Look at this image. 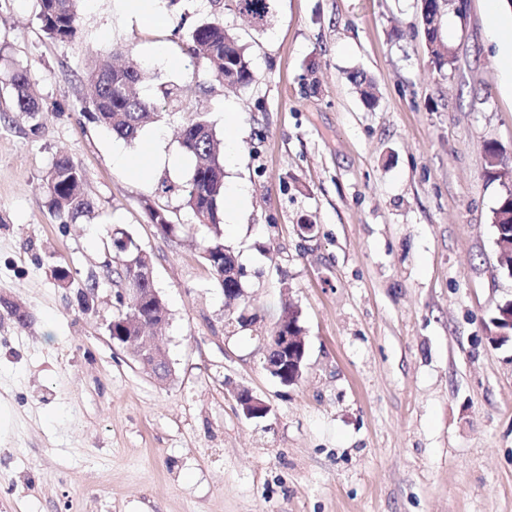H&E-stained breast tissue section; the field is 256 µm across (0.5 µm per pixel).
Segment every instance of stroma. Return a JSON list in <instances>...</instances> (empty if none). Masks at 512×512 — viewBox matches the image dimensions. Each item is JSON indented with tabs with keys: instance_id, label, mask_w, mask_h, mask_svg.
I'll return each mask as SVG.
<instances>
[{
	"instance_id": "obj_1",
	"label": "stroma",
	"mask_w": 512,
	"mask_h": 512,
	"mask_svg": "<svg viewBox=\"0 0 512 512\" xmlns=\"http://www.w3.org/2000/svg\"><path fill=\"white\" fill-rule=\"evenodd\" d=\"M158 9L154 26L84 0L61 42L37 0H0V67L30 69L40 109L20 112L0 79V512H512V339L490 337L512 278L483 153L493 141L512 158V87L487 0L445 10L457 62L443 76L417 0H274L261 28L237 0ZM207 21L246 47L249 87L226 89L191 54ZM113 55L151 73L140 95L156 114L133 142L89 102L88 72ZM356 69L376 107L348 80ZM168 84L180 101L163 98ZM199 114L232 134L225 179L248 191L224 243L258 320L233 332L185 205L194 160L179 133ZM146 141L165 157L147 177L113 162ZM62 154L84 172L91 218L48 205ZM120 232L150 256L168 310L165 381L109 336ZM291 305L307 354L288 386L263 361ZM242 388L265 418L243 415ZM243 414L249 418L265 417L269 412V406L260 398L253 395L249 389H240L236 396Z\"/></svg>"
}]
</instances>
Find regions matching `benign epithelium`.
<instances>
[{
    "label": "benign epithelium",
    "instance_id": "obj_1",
    "mask_svg": "<svg viewBox=\"0 0 512 512\" xmlns=\"http://www.w3.org/2000/svg\"><path fill=\"white\" fill-rule=\"evenodd\" d=\"M119 243V252L114 257L115 262L125 268L129 276L139 281L153 282L152 266H143L139 262L143 251L136 246H131L125 239L119 240ZM499 311L502 319L493 322L496 331L491 333V338L494 340L508 338L506 329H512V302L500 307ZM298 314H300L298 309L288 308L273 328L271 340L266 342L264 366L270 374L286 385L300 380L305 365L306 336L304 331L297 330V324L292 322ZM119 340L151 376L158 380H166L170 377L171 367L168 357L153 339L124 332ZM236 399L243 414L249 419L264 417L269 412V406L248 389L239 390Z\"/></svg>",
    "mask_w": 512,
    "mask_h": 512
}]
</instances>
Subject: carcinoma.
Masks as SVG:
<instances>
[{
  "mask_svg": "<svg viewBox=\"0 0 512 512\" xmlns=\"http://www.w3.org/2000/svg\"><path fill=\"white\" fill-rule=\"evenodd\" d=\"M82 0H38V20L48 37L56 40L74 38L77 33V17ZM273 0H238L239 9L250 14L254 24L266 21ZM192 54L197 57L217 78H223L229 87L244 89L255 80L251 59L238 38L220 22H207L195 27L189 34ZM456 57L448 53V44L433 52L431 64L439 74L455 68ZM147 77V70L133 68H107L102 61L88 73L94 88L91 105L96 120L106 126L117 137L134 141L139 137L144 120L154 110V104L144 100L139 85ZM348 79L357 88L368 104L374 96L368 91L371 81L363 73L353 71ZM33 81L31 71L25 67H14L9 72L8 84L16 93L20 111L35 116L39 108L29 89ZM181 145L195 158V166L187 190L186 204L194 212L207 213L203 223L208 235L202 242V254L213 276L224 265L236 264L235 256L224 245L222 210L224 203V161L219 152V139L215 129L198 117L187 123L181 133ZM508 158L502 148L494 143L484 148V170L491 181L501 180L499 171L506 167ZM45 180L50 193V207L61 216L75 221L91 213L89 201L82 195L83 170L66 156L57 157L46 173ZM512 191L502 192L493 211V224L497 235L512 236ZM120 282L126 288H137L143 298L157 302L166 309L162 299H156L150 291L151 285L132 282L126 270L115 269Z\"/></svg>",
  "mask_w": 512,
  "mask_h": 512,
  "instance_id": "carcinoma-1",
  "label": "carcinoma"
}]
</instances>
